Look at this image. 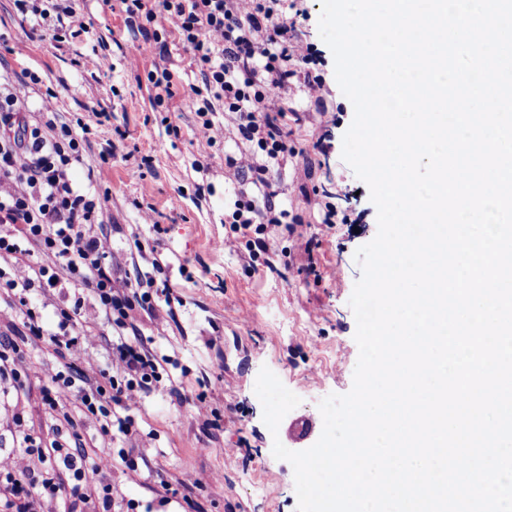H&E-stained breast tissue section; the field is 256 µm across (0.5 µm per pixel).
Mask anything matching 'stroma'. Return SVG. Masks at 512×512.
Wrapping results in <instances>:
<instances>
[{"mask_svg": "<svg viewBox=\"0 0 512 512\" xmlns=\"http://www.w3.org/2000/svg\"><path fill=\"white\" fill-rule=\"evenodd\" d=\"M298 7L293 21L318 55L324 78L319 97L327 114L316 113L315 97L289 90L288 106L301 120L290 125L276 201L298 227L295 234L277 238L268 262L253 263L234 246L235 235L224 222V194L231 182L222 155L239 152L232 121H225L217 137L210 168L197 170L196 114L188 102L173 98L172 121L179 134H167L146 80L155 58L131 55L123 13L101 0H87L88 19L113 40L105 64L83 72L71 61L90 52V43L31 37L13 0H0V72L20 87L31 111L54 112L69 121L100 102L112 112L90 153L98 155L110 141L117 158L101 179H93L86 164L74 165L73 178L82 185L96 180L98 189L109 192L105 222L113 266L168 281L179 298L163 319L139 309L132 321L149 349L167 357L164 372L175 380L180 397L141 398L132 408L138 434L129 440L102 434L92 418L79 425L89 453L105 456L130 448L138 456V471L117 466L107 472L126 512H297L293 468L274 457L273 443L281 441L293 451L314 445L323 428L321 400L352 387L359 349L349 299L361 275L355 252L375 237L377 210L366 184L341 157L354 109L335 79L332 52L319 36L321 2L299 0ZM26 70L37 74L39 83L24 81ZM321 136L325 151L305 153V146ZM132 149L152 156L151 170L124 161ZM328 202L336 208L332 224L322 221ZM147 203L159 213L162 233L150 230ZM137 239L143 250L134 248ZM0 334L18 345L24 371L18 386L0 391V467L15 469L16 413H23L43 444L55 438L43 392L59 358L48 339L29 336L19 315L3 302ZM264 367L300 399L275 433L264 424L254 391ZM201 392L223 409L222 429L203 426L193 405ZM227 448L236 451L229 460L223 454ZM197 478L203 479L202 487H193Z\"/></svg>", "mask_w": 512, "mask_h": 512, "instance_id": "obj_1", "label": "stroma"}]
</instances>
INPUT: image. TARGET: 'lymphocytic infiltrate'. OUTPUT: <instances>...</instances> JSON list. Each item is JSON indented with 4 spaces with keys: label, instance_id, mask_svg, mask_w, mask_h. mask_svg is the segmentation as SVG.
Wrapping results in <instances>:
<instances>
[{
    "label": "lymphocytic infiltrate",
    "instance_id": "1",
    "mask_svg": "<svg viewBox=\"0 0 512 512\" xmlns=\"http://www.w3.org/2000/svg\"><path fill=\"white\" fill-rule=\"evenodd\" d=\"M133 51L165 56L169 43L188 48L199 70L198 81L175 84L173 72L155 65L146 79L154 92V108L168 109L174 96L189 102L197 116V135L213 147L220 130L218 113L230 114L236 137L248 150L245 162L226 156L241 186L228 219L245 241L249 259L267 254L282 232L286 211L273 203V181L288 155V111L282 96L291 88L315 92L323 79L313 67L314 54L304 46L288 13L292 0H118ZM30 23L31 33L47 31L57 42L98 35L87 22L84 0H14ZM167 24L156 27L158 17ZM28 103L16 87L0 82V258L14 260L13 276L0 274V297L17 310L30 335L48 337L62 364L44 391L54 412L57 438L50 446L37 442L23 421L14 439L20 458H37L42 468L21 467L0 475V512H41L44 499L63 502L71 512L89 504L94 512H112L116 498L99 473L118 464L137 471L128 451L92 456L80 444L78 416L92 417L102 432L137 434L130 409L145 395L175 393L162 365L131 322L135 309L159 317L172 300L163 285L153 299L143 280H130L112 268L110 240L103 233L107 195L79 187L73 164L84 163V151L98 126L108 122L105 110L89 107L76 121L48 117L32 122ZM46 256L32 265L31 249ZM58 290L52 332H44L32 304L35 290ZM93 301L112 345L95 375L77 371L76 359L93 335L84 328L85 301Z\"/></svg>",
    "mask_w": 512,
    "mask_h": 512
}]
</instances>
